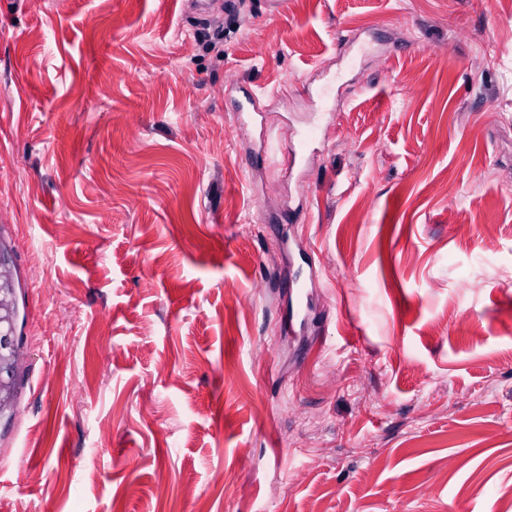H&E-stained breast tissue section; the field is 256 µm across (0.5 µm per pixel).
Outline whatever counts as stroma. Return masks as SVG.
I'll return each instance as SVG.
<instances>
[{"label":"stroma","mask_w":512,"mask_h":512,"mask_svg":"<svg viewBox=\"0 0 512 512\" xmlns=\"http://www.w3.org/2000/svg\"><path fill=\"white\" fill-rule=\"evenodd\" d=\"M0 258V512H512V0H0ZM14 277L9 267L0 268V405L3 412L14 409L17 391L14 376L20 351L11 341L15 328L16 310Z\"/></svg>","instance_id":"obj_1"}]
</instances>
